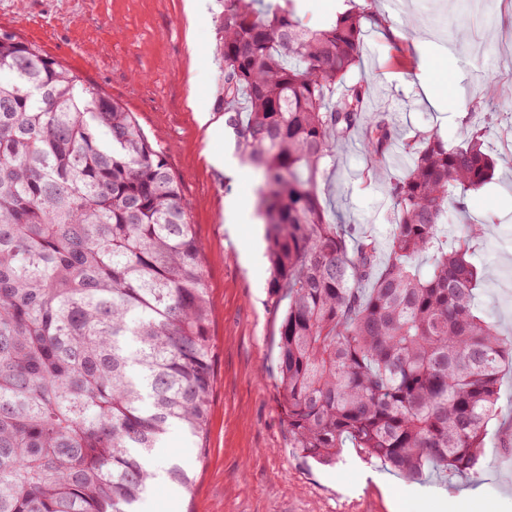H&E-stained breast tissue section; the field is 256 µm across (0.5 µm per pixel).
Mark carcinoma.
Returning a JSON list of instances; mask_svg holds the SVG:
<instances>
[{"label": "carcinoma", "mask_w": 512, "mask_h": 512, "mask_svg": "<svg viewBox=\"0 0 512 512\" xmlns=\"http://www.w3.org/2000/svg\"><path fill=\"white\" fill-rule=\"evenodd\" d=\"M366 18L354 7L312 29L292 0H224L226 124L262 173L271 288L288 298L283 411L319 461L349 443L405 477H474L512 338L475 311V225L446 250L439 224L496 159L479 127L456 146L435 132L405 141L385 260L369 236L349 246L320 202L321 166L362 127L376 163L395 138L385 113L364 123L368 85L345 84ZM2 73L0 512H137L170 429L201 438L207 426L202 248L180 181L132 113L12 31L0 30ZM165 473L191 489L182 465Z\"/></svg>", "instance_id": "carcinoma-1"}]
</instances>
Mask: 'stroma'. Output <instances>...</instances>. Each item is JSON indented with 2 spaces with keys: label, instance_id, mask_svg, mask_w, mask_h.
I'll use <instances>...</instances> for the list:
<instances>
[{
  "label": "stroma",
  "instance_id": "1",
  "mask_svg": "<svg viewBox=\"0 0 512 512\" xmlns=\"http://www.w3.org/2000/svg\"><path fill=\"white\" fill-rule=\"evenodd\" d=\"M363 23L360 61L348 83L367 82L368 112L388 113L398 142L385 165L371 168L362 134L335 151L318 192L335 224H353L386 246L396 213L389 187L412 163L401 141L438 132L461 144L473 126L487 128L497 158L512 155V0H354ZM223 9L196 20L184 0H0V28L38 44L49 56L132 112L163 149L205 258L211 308L213 384L203 444L171 430L150 466L154 486L140 512H427L437 495L473 487L512 512V371L499 387V415L485 438L476 479L428 471L416 481L351 447L326 465L299 453L280 405L279 329L286 308L271 287L264 229L255 207L257 176L240 180L232 129L214 137L193 104L210 102L224 116ZM427 44H420L419 33ZM432 77L443 111L422 100L419 81ZM496 93L486 99L485 84ZM223 153V166L212 161ZM246 209L233 213L231 200ZM482 232L471 260L484 273L477 306L512 336V168L468 192L442 226L452 242L464 225ZM178 462L191 491L172 487L165 469Z\"/></svg>",
  "mask_w": 512,
  "mask_h": 512
}]
</instances>
